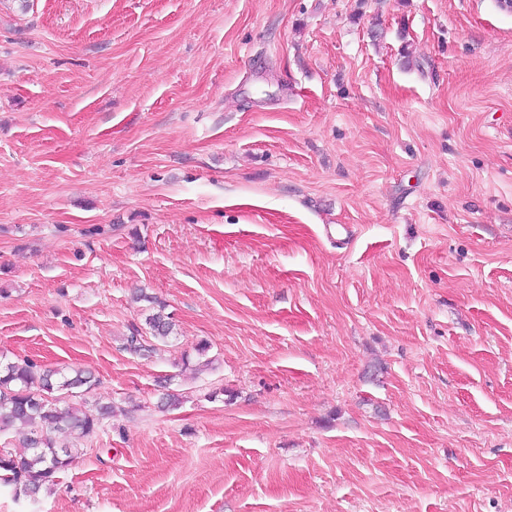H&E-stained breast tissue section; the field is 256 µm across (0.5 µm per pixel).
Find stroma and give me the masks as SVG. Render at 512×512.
Segmentation results:
<instances>
[{
	"instance_id": "stroma-1",
	"label": "stroma",
	"mask_w": 512,
	"mask_h": 512,
	"mask_svg": "<svg viewBox=\"0 0 512 512\" xmlns=\"http://www.w3.org/2000/svg\"><path fill=\"white\" fill-rule=\"evenodd\" d=\"M0 356L117 407L0 512H512V13L0 0ZM136 299L145 300L158 307L152 306L153 312L146 317L145 321L151 336L143 335L141 328L132 326L130 334L125 339L126 350L138 355H146L145 353L153 352L155 349L149 338L167 343L174 333L175 323L171 315L164 312L165 305L156 302L154 297L148 296L143 290L139 291Z\"/></svg>"
}]
</instances>
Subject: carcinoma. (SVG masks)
Listing matches in <instances>:
<instances>
[{
	"label": "carcinoma",
	"mask_w": 512,
	"mask_h": 512,
	"mask_svg": "<svg viewBox=\"0 0 512 512\" xmlns=\"http://www.w3.org/2000/svg\"><path fill=\"white\" fill-rule=\"evenodd\" d=\"M137 299L155 303V298L142 291ZM146 325L148 336L137 326L131 328L126 350L138 355L150 353L154 350L150 339L166 343L174 333L173 318L160 303L146 317ZM97 385L98 380L81 369L47 368L30 360L0 363V431L26 428L24 443L28 448V453L19 457L0 448L1 484L32 499L55 485L75 457L74 449L57 447L55 436L88 438L115 413L111 402L98 404L94 415L85 414L78 406L76 399Z\"/></svg>",
	"instance_id": "1"
}]
</instances>
